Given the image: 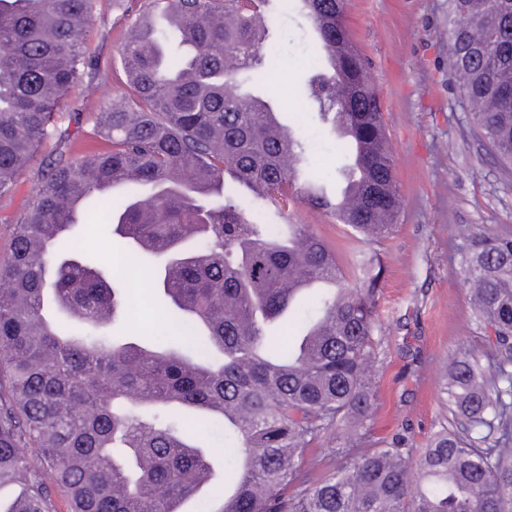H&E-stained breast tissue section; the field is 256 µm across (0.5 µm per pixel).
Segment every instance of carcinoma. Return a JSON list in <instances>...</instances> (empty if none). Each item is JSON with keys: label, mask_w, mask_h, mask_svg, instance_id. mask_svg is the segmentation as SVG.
Returning a JSON list of instances; mask_svg holds the SVG:
<instances>
[{"label": "carcinoma", "mask_w": 512, "mask_h": 512, "mask_svg": "<svg viewBox=\"0 0 512 512\" xmlns=\"http://www.w3.org/2000/svg\"><path fill=\"white\" fill-rule=\"evenodd\" d=\"M277 2L168 0L160 18L139 9L122 50L128 97L95 121L103 147L42 166L0 264L5 512H174L212 481L200 431L236 449V479L198 512H512V235L465 260L485 345L448 367L447 423L418 451L405 429L366 447L382 267L359 253L361 284L345 286L309 225L252 218L237 186L375 239L400 208L394 161L345 0H298L318 35L304 97L340 153L359 155L329 178L310 142L275 120L258 90L277 65ZM460 6L471 23L448 24L451 71L477 136L512 176V0H448ZM94 9L0 0V196L47 136L71 141L55 115L61 93L96 70L84 51ZM115 178L121 192L99 191ZM100 205L128 256L156 259L169 338L106 333L122 282L71 232ZM299 279L329 287L296 297ZM332 429L342 461L308 480L304 454Z\"/></svg>", "instance_id": "obj_1"}]
</instances>
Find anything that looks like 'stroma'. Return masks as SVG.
<instances>
[{
    "label": "stroma",
    "mask_w": 512,
    "mask_h": 512,
    "mask_svg": "<svg viewBox=\"0 0 512 512\" xmlns=\"http://www.w3.org/2000/svg\"><path fill=\"white\" fill-rule=\"evenodd\" d=\"M134 18L130 0H96L86 48L101 69L64 92L56 118L64 128L70 127L72 112L86 116L83 126L73 129L70 159L91 148L98 113L127 98L120 57ZM345 21L368 61L381 105L402 197L396 226L386 238L362 242L331 216L303 206L284 217L268 202L253 205L252 211L274 224L286 220L310 225L335 251L349 287L359 283L354 265L358 252L382 260L379 347L371 367L378 399L369 441L388 440L406 425L414 447L421 448L447 414L442 385L449 361L461 349L480 346L461 268L483 238L512 234V177L501 175L498 161L473 134L461 106L448 58V0H346ZM274 31L284 60L271 79L279 119L307 136L317 168L333 173L341 162L336 143L322 135L302 94L304 68L316 42L313 24L292 6L275 14ZM40 169V161H33L14 191L0 197V261L10 252L15 217L34 199ZM461 225L470 228L469 238L458 237ZM77 235L103 259L126 258L107 214L79 226ZM136 265L146 276L125 279L126 315L120 327L149 341L162 336L167 311L148 275L150 260H137Z\"/></svg>",
    "instance_id": "1"
}]
</instances>
